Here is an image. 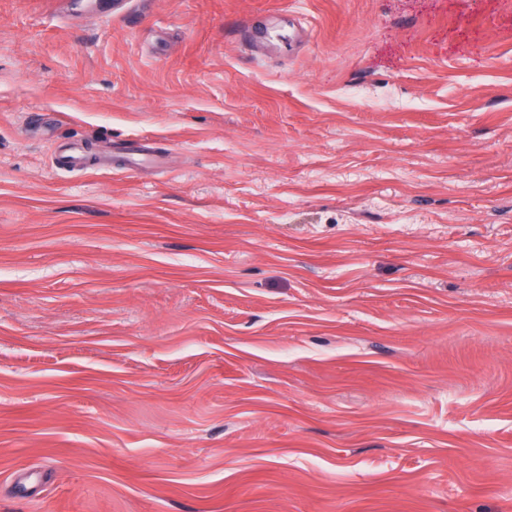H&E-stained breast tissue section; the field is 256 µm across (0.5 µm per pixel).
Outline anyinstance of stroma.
Returning <instances> with one entry per match:
<instances>
[{"mask_svg": "<svg viewBox=\"0 0 512 512\" xmlns=\"http://www.w3.org/2000/svg\"><path fill=\"white\" fill-rule=\"evenodd\" d=\"M73 2L0 0V512H512V0ZM56 160L60 168L68 171L83 170L87 165L83 147L75 144L58 146Z\"/></svg>", "mask_w": 512, "mask_h": 512, "instance_id": "35a3bbf8", "label": "stroma"}]
</instances>
